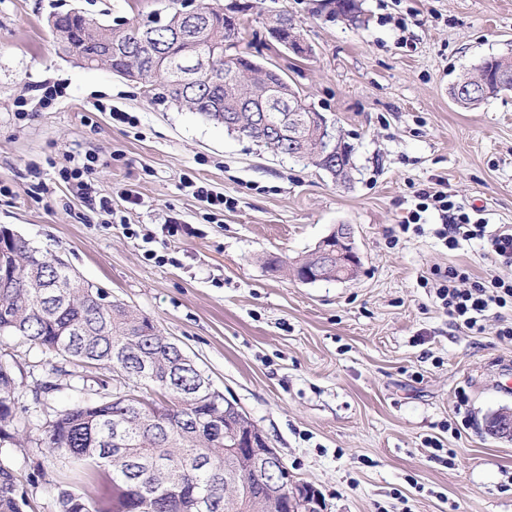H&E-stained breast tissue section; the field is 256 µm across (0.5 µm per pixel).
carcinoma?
<instances>
[{"label": "carcinoma", "instance_id": "1", "mask_svg": "<svg viewBox=\"0 0 512 512\" xmlns=\"http://www.w3.org/2000/svg\"><path fill=\"white\" fill-rule=\"evenodd\" d=\"M203 15L191 23L179 21L177 0H168L162 17L112 27L78 10L49 19L58 48L76 54L85 65L128 80L141 81L158 52L170 63L151 76L152 101L168 102L218 124L232 121L240 135L274 153L288 154V139L254 126L252 109L259 108L266 88L287 84L277 69L255 68L250 100L228 112L225 100L241 94L228 78L248 63L226 55L211 78L183 83V73L197 53L214 42L234 38L221 0H202ZM331 13L353 24L361 22L355 0H330ZM512 58L490 56L456 85L472 86L475 75L487 82L477 86L460 106L476 109L485 100L512 90ZM0 336H15L54 351L75 365H104L127 379L112 396L54 411L46 421L42 441L67 456L79 468L76 481L58 493V512H268L256 498L252 463L237 455L224 435L209 431L249 426L233 413L224 414V399L214 397L186 366L184 350L159 334L153 321L101 288L86 282L66 263L53 260L25 239L0 229ZM161 393L159 406L140 395L141 387ZM15 380L0 364V440L12 439ZM30 502L13 469L0 461V512H27Z\"/></svg>", "mask_w": 512, "mask_h": 512}]
</instances>
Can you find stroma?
Listing matches in <instances>:
<instances>
[{
  "label": "stroma",
  "instance_id": "obj_1",
  "mask_svg": "<svg viewBox=\"0 0 512 512\" xmlns=\"http://www.w3.org/2000/svg\"><path fill=\"white\" fill-rule=\"evenodd\" d=\"M222 2L240 20L235 53L277 66L335 122L352 148L349 184L81 67L48 26L73 8L134 23L161 0H0V228L149 316L319 491L324 512H512V441L483 431L486 415L512 410V341L493 319L478 335L453 325L419 285L451 263L506 279L512 266L484 258L476 241L451 253L430 230L399 231L439 179L466 212L512 225V91L473 110L449 95L484 58L512 57V0H359V26L331 17L325 0ZM282 10L309 57L271 40ZM45 80L66 95L16 117L15 101ZM76 152L98 156L95 188L129 232L100 229L98 211L60 177ZM197 185L232 208L206 207ZM340 224L354 229V278L304 284L266 268L310 254ZM0 362L29 435L21 448L0 442V461L35 512H56L69 462L42 443L43 425L116 382L12 336H0ZM49 378L57 390L35 397Z\"/></svg>",
  "mask_w": 512,
  "mask_h": 512
}]
</instances>
